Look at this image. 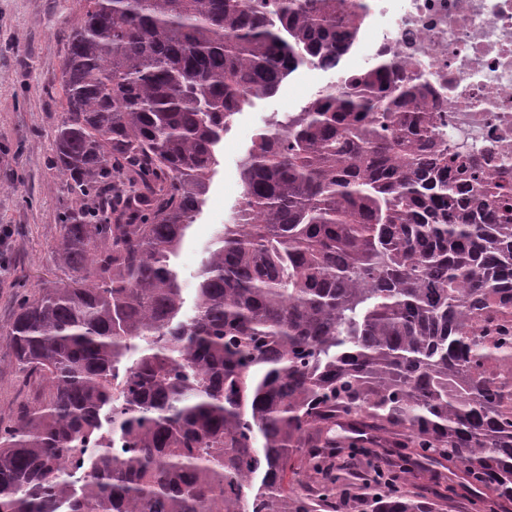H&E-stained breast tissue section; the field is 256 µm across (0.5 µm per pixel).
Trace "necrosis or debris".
I'll use <instances>...</instances> for the list:
<instances>
[{"instance_id":"obj_1","label":"necrosis or debris","mask_w":512,"mask_h":512,"mask_svg":"<svg viewBox=\"0 0 512 512\" xmlns=\"http://www.w3.org/2000/svg\"><path fill=\"white\" fill-rule=\"evenodd\" d=\"M367 46L422 70L441 94L447 141L466 142L498 178L512 157V0H369Z\"/></svg>"}]
</instances>
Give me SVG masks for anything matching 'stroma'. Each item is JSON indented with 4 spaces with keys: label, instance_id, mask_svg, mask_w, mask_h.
I'll list each match as a JSON object with an SVG mask.
<instances>
[{
    "label": "stroma",
    "instance_id": "obj_1",
    "mask_svg": "<svg viewBox=\"0 0 512 512\" xmlns=\"http://www.w3.org/2000/svg\"><path fill=\"white\" fill-rule=\"evenodd\" d=\"M83 0H0V418L16 416L25 397L22 373L3 332L21 296L67 279L54 255L59 224L75 202L51 164L55 132L67 110L62 89L64 46L83 12ZM333 71L299 68L273 97L237 113L220 145V164L208 200L174 260L193 286L214 225L228 223L240 196L239 160L272 118L298 112L325 87ZM422 481L447 498L450 512H487L477 492L447 470L420 467Z\"/></svg>",
    "mask_w": 512,
    "mask_h": 512
}]
</instances>
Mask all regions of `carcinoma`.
<instances>
[{"instance_id":"carcinoma-1","label":"carcinoma","mask_w":512,"mask_h":512,"mask_svg":"<svg viewBox=\"0 0 512 512\" xmlns=\"http://www.w3.org/2000/svg\"><path fill=\"white\" fill-rule=\"evenodd\" d=\"M368 0H85L53 167L66 281L6 329L0 512H446L407 458L512 506V183L382 53L262 129L190 308L172 258L235 114L339 68ZM351 430L342 448L329 433ZM22 377L9 340L0 335V418L5 421L16 416L24 400Z\"/></svg>"}]
</instances>
